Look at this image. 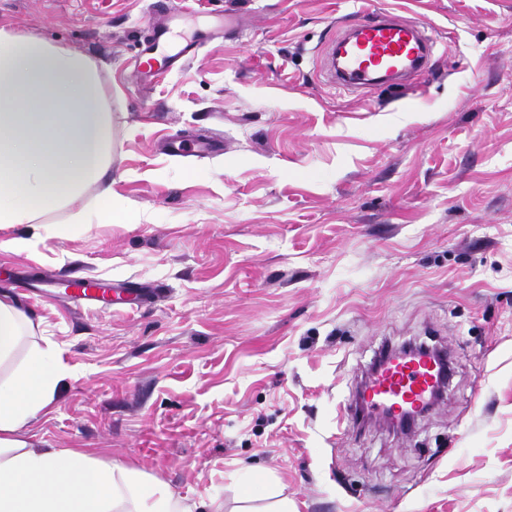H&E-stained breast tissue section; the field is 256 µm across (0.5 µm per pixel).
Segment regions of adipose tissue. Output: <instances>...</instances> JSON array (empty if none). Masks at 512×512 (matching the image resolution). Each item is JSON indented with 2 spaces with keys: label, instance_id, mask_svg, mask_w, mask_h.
Segmentation results:
<instances>
[{
  "label": "adipose tissue",
  "instance_id": "1",
  "mask_svg": "<svg viewBox=\"0 0 512 512\" xmlns=\"http://www.w3.org/2000/svg\"><path fill=\"white\" fill-rule=\"evenodd\" d=\"M113 117L96 66L17 26L0 24V229L38 224L98 185L105 216L112 188ZM32 320L0 297V512H192L165 485L81 448H37L31 423L55 406L69 373L53 347L34 342Z\"/></svg>",
  "mask_w": 512,
  "mask_h": 512
}]
</instances>
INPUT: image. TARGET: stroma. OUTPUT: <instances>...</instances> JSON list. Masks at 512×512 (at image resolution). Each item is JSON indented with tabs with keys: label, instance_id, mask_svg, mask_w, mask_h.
Listing matches in <instances>:
<instances>
[{
	"label": "stroma",
	"instance_id": "35a3bbf8",
	"mask_svg": "<svg viewBox=\"0 0 512 512\" xmlns=\"http://www.w3.org/2000/svg\"><path fill=\"white\" fill-rule=\"evenodd\" d=\"M205 34L136 69L153 19ZM420 21L428 74L329 83L359 4ZM93 61L113 111L122 217L0 251V295L69 371L30 427L233 512L267 480L297 512H512V0H0ZM211 152L166 154L173 136ZM136 281L147 306L76 311L18 291L61 273ZM454 354L409 434L340 413L381 348Z\"/></svg>",
	"mask_w": 512,
	"mask_h": 512
}]
</instances>
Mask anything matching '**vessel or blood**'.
Returning <instances> with one entry per match:
<instances>
[{"label":"vessel or blood","mask_w":512,"mask_h":512,"mask_svg":"<svg viewBox=\"0 0 512 512\" xmlns=\"http://www.w3.org/2000/svg\"><path fill=\"white\" fill-rule=\"evenodd\" d=\"M346 34L332 38L331 45L340 54L335 79L349 86H368L381 77L418 76L429 64V40L417 22L389 14L376 17L366 11L352 13L346 20ZM168 24L153 27L146 42L145 55L161 57L169 66L195 55L201 37L185 41L177 52H170ZM45 298L66 295L76 308L93 305L131 304L148 299L147 290L123 283L113 286L89 276H62L51 280ZM440 382L436 360L423 350L386 351L384 362L370 379L365 393L369 411L385 416L404 417L431 403Z\"/></svg>","instance_id":"vessel-or-blood-1"}]
</instances>
